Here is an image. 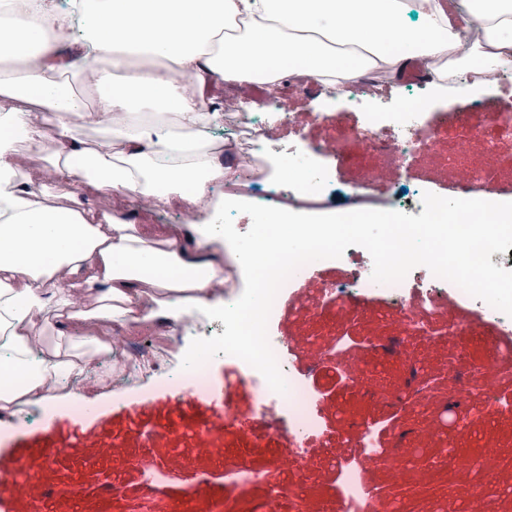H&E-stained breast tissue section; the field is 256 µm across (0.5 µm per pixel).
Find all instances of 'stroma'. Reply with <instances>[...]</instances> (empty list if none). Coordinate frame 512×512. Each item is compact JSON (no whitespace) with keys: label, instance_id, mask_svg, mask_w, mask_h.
Listing matches in <instances>:
<instances>
[{"label":"stroma","instance_id":"35a3bbf8","mask_svg":"<svg viewBox=\"0 0 512 512\" xmlns=\"http://www.w3.org/2000/svg\"><path fill=\"white\" fill-rule=\"evenodd\" d=\"M503 79L500 87H464L445 95L428 79L389 80L376 95L355 101L331 88L304 86L287 73L274 107L283 123L270 154L284 160L315 143L347 139L344 155L319 160L331 180L324 213L345 211L350 189L374 162L353 130L364 125L366 113L395 111L413 97L428 101L431 112L467 115L468 123L448 128L429 149L388 170L374 186L376 195L425 187L444 191L471 167L512 183V140L498 135L499 113L512 112V68ZM74 190L95 212L131 213L138 223L172 232L203 219L184 206L146 208L140 199L104 193L80 180ZM345 269L326 262L312 279L296 283L273 325L275 335L302 341L293 364L317 396L323 431L311 440L308 464L285 462V434L263 422L239 430L212 414L215 395L244 410L256 400L252 376L234 362L218 360L206 395L190 398L157 385L150 404L132 396L116 403L111 389L89 385L79 396L86 412L38 407L0 416L1 504L7 512H146L153 502L170 500L182 512H327L341 498L337 462L362 455L360 428L391 419L394 427L379 436L387 464L374 484L399 502L401 512H469L477 497L488 512H512V380L497 379L498 352L474 305H465L466 327L461 338L452 339L447 321L435 315L423 293H410L402 311L378 294L352 305L330 296ZM176 329L160 320L109 326L130 347L141 336L153 337L168 348L173 370L189 346L188 339H177ZM340 333L350 338L346 352L357 360L364 387L350 384L335 357L325 353ZM206 423L217 429L218 442L205 450L197 435ZM481 448L493 449V458L482 460ZM137 449L153 461L154 478L144 477L135 464ZM228 456L241 473H226ZM21 460L38 475L23 495L14 490Z\"/></svg>","mask_w":512,"mask_h":512}]
</instances>
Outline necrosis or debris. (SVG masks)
<instances>
[{"mask_svg": "<svg viewBox=\"0 0 512 512\" xmlns=\"http://www.w3.org/2000/svg\"><path fill=\"white\" fill-rule=\"evenodd\" d=\"M425 108L422 101L408 100L399 112L368 113L366 126L358 130L356 136L376 153L377 162L368 169L364 185L378 182L387 169L400 166L414 151L427 149L433 143L438 130L425 123ZM275 126L276 117L272 114L259 122L242 121L234 101H225L224 147L235 158V187L225 191V198L239 199L238 189L244 186L248 189L250 202L256 204L306 213L321 209L322 189L328 177L314 163L289 164L288 189L265 184L261 166L266 159L267 145L275 139ZM454 193L461 199L499 202L504 196L512 197V184L500 183L483 170L473 168L465 181L455 185ZM342 258L348 267L343 277L332 286V294L352 304L363 293L378 287L397 306L405 305L406 282L376 285L372 279L373 261L366 249L360 246L348 247ZM269 343L286 381V390L275 392L264 377H257L258 394L254 411L260 419L275 427L287 429L291 452L294 457L302 459L306 456L309 440L321 428L314 412L315 398L306 379L294 368L288 353L287 339L273 336ZM112 365L118 368V374L112 382L113 390L118 392L140 386L143 379L163 369L162 363L151 357L146 349L101 352L85 362V368L90 372Z\"/></svg>", "mask_w": 512, "mask_h": 512, "instance_id": "4bbe7bcc", "label": "necrosis or debris"}]
</instances>
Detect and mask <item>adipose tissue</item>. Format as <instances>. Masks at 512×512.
<instances>
[{"mask_svg":"<svg viewBox=\"0 0 512 512\" xmlns=\"http://www.w3.org/2000/svg\"><path fill=\"white\" fill-rule=\"evenodd\" d=\"M0 0V411L51 399L82 374L83 355L105 348L108 320H180L219 308L224 282V201L211 192L232 177L206 132L216 125L208 90L273 83L302 65L320 83L367 72L398 79L409 64L438 81L512 63V0ZM417 25H405L409 14ZM151 68H143L142 57ZM34 60L20 70L14 62ZM94 73L96 109L72 93ZM42 112L26 111L29 103ZM117 114L102 130L101 115ZM96 130L74 140L73 116ZM54 126L68 150L45 145ZM41 155L50 180L33 181ZM95 188L160 205L200 206L195 247L123 217L98 215L71 188ZM90 331L74 335L68 324Z\"/></svg>","mask_w":512,"mask_h":512,"instance_id":"1","label":"adipose tissue"}]
</instances>
